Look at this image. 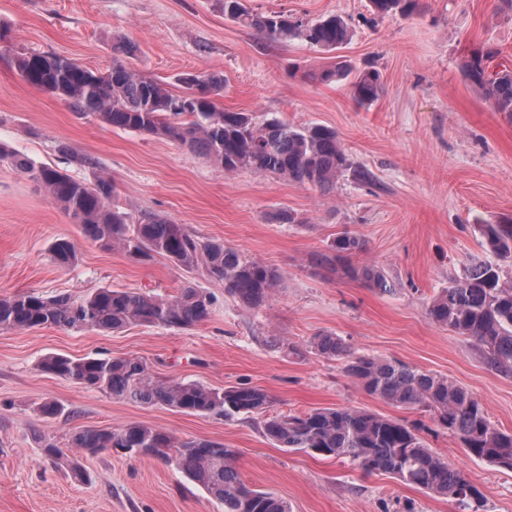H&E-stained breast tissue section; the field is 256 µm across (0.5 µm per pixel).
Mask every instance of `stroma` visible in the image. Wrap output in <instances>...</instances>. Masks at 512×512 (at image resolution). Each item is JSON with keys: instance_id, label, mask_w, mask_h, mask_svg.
I'll return each instance as SVG.
<instances>
[{"instance_id": "35a3bbf8", "label": "stroma", "mask_w": 512, "mask_h": 512, "mask_svg": "<svg viewBox=\"0 0 512 512\" xmlns=\"http://www.w3.org/2000/svg\"><path fill=\"white\" fill-rule=\"evenodd\" d=\"M247 3L256 13L309 21L337 14L353 36L333 52L274 40L226 19L222 0H0L1 142L88 178L58 153V144H69L101 162L123 205L164 214L283 274L266 305L249 308L204 270L186 271L161 256L140 261L87 240L43 190L0 164V296L78 298L103 287L172 295L191 284L215 299L209 317L184 330H0V512H224L163 461L113 450L84 455L78 462L89 480L81 484L46 459L39 443L45 435L66 450L76 431L129 423L224 443L236 451L243 480L286 499L292 512H459L453 499L364 473L350 460L275 446L262 433L261 416L227 421L146 407L40 372L38 362L50 354L137 357L159 379L257 387L277 413L340 406L402 420L482 491L483 512H512V471L470 457L431 412L368 394L342 362L282 347L318 334L341 337L355 354L448 377L481 401L495 427L512 431V375L492 370L472 340L426 314L427 303L480 254L474 225L512 219V120L462 72L478 50L490 52V69H512V0H419L413 15L384 19L369 0ZM127 43L135 47L131 65L173 92L185 74L217 73L226 110L332 128L371 181L344 179L323 193L269 173L228 174L180 144L78 116L24 81L13 63L22 51L48 52L105 72ZM339 61L379 70L380 98L361 105L348 84L318 79ZM282 209L296 223L274 221ZM346 229L364 243L353 266L384 270L393 293L318 263ZM60 237L75 245L73 266L52 258ZM47 399L62 415L40 416Z\"/></svg>"}]
</instances>
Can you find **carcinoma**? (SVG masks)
I'll list each match as a JSON object with an SVG mask.
<instances>
[{"label": "carcinoma", "instance_id": "1", "mask_svg": "<svg viewBox=\"0 0 512 512\" xmlns=\"http://www.w3.org/2000/svg\"><path fill=\"white\" fill-rule=\"evenodd\" d=\"M370 2L381 18L397 11L410 14L418 8V0ZM224 16L272 39L298 37L328 52L342 48L350 39V28L338 15L310 22L283 12L254 14L245 0H224ZM486 58L479 51L473 53L464 75L484 88L495 111L512 118V70L490 74ZM14 64L27 83L63 100L73 111L91 114L118 129L187 145L228 173H273L323 193L346 177L370 180V173L350 160L336 132L326 126L293 127L277 118L258 123L248 112L220 108L216 97L223 91L224 78L219 74L186 75L180 79L183 91L174 93L166 83L144 77L119 57L112 60L106 74L51 53L18 52ZM318 78L323 82L350 79L351 94L362 105L377 101L383 91L376 69L353 75L349 67L337 62L322 69ZM196 86L200 92L195 95L191 90ZM58 151L90 171L93 178L76 180L57 167L17 154L2 142L0 162L44 190L80 224L87 239L136 258L160 255L187 271L202 268L209 277L224 282L226 293L254 309L263 307L279 287L282 273L278 268L220 241L201 238L162 214H132L117 200L114 182L96 159L73 155L64 144ZM474 230L488 257L466 265L461 275L432 298L426 314L434 323L472 339L490 368L512 373V220L476 224ZM362 248V240L346 229L318 262L339 267L382 293L392 291L393 282L384 271L351 265V256ZM51 253L60 266L76 259L74 244L66 238L56 239ZM213 305L210 294L191 284L170 297L109 287L78 299L29 292L0 297V330L115 331L137 325L183 329L204 321ZM307 347L325 359L343 361L345 373L367 393L395 407L426 408L459 437L469 456L512 471V431L492 425L480 400L466 388L402 362L355 355L346 343L329 334L311 337ZM38 369L149 407L226 420L263 415V433L283 448L349 458L367 473L384 472L405 485L451 498L460 512H480L483 507V493L426 447L416 427L397 419L349 407L270 415L271 399L259 388L216 389L195 381L159 380L136 357L48 355ZM71 447L85 455L120 449L158 458L224 504V512H292L282 497L247 485L237 467L236 452L220 442L182 440L163 428L130 423L81 430L72 437Z\"/></svg>", "mask_w": 512, "mask_h": 512}]
</instances>
